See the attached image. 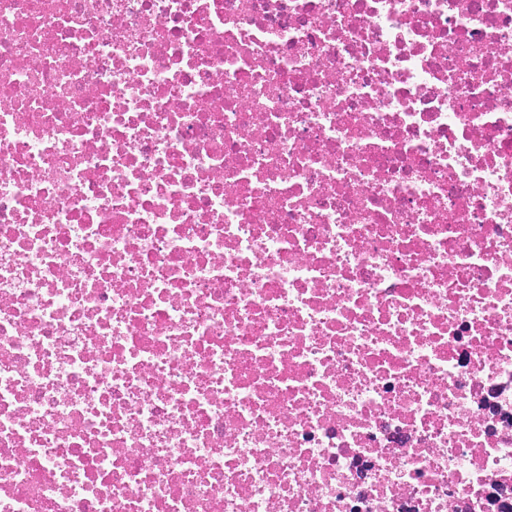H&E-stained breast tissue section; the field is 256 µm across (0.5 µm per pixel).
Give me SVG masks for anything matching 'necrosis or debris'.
Wrapping results in <instances>:
<instances>
[{
    "label": "necrosis or debris",
    "instance_id": "1",
    "mask_svg": "<svg viewBox=\"0 0 512 512\" xmlns=\"http://www.w3.org/2000/svg\"><path fill=\"white\" fill-rule=\"evenodd\" d=\"M0 512H512V0H0Z\"/></svg>",
    "mask_w": 512,
    "mask_h": 512
}]
</instances>
